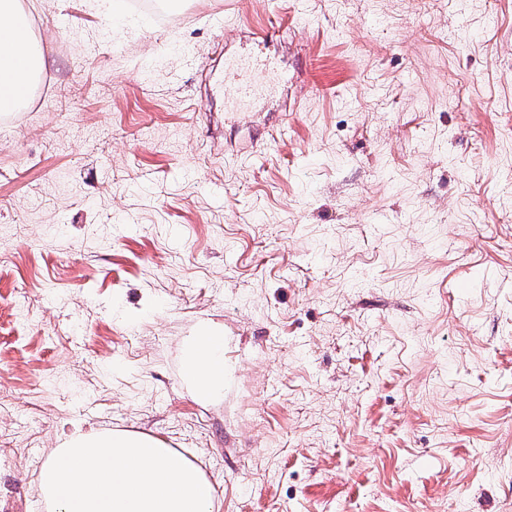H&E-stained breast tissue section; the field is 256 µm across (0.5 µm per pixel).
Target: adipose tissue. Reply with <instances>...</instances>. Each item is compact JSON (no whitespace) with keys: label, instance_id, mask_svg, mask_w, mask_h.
Returning <instances> with one entry per match:
<instances>
[{"label":"adipose tissue","instance_id":"ef3b65f1","mask_svg":"<svg viewBox=\"0 0 512 512\" xmlns=\"http://www.w3.org/2000/svg\"><path fill=\"white\" fill-rule=\"evenodd\" d=\"M34 43L28 25L17 23L13 11L0 4V105L12 99L25 84V73L17 66L30 57ZM224 363V339L213 331L202 330L185 346L184 369L197 394L206 400L219 397L224 390L223 376L214 369Z\"/></svg>","mask_w":512,"mask_h":512}]
</instances>
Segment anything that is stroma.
Wrapping results in <instances>:
<instances>
[{"mask_svg":"<svg viewBox=\"0 0 512 512\" xmlns=\"http://www.w3.org/2000/svg\"><path fill=\"white\" fill-rule=\"evenodd\" d=\"M112 2H18L43 67L0 112V508L51 512L80 430L165 441L215 512H512V0ZM226 89L230 97L240 103L246 104L256 95L254 83L242 75V67L231 65L224 70ZM220 366L219 376L213 372ZM184 369L197 394L206 400L219 397L224 391V338L208 329L202 330L185 346Z\"/></svg>","mask_w":512,"mask_h":512,"instance_id":"1","label":"stroma"}]
</instances>
